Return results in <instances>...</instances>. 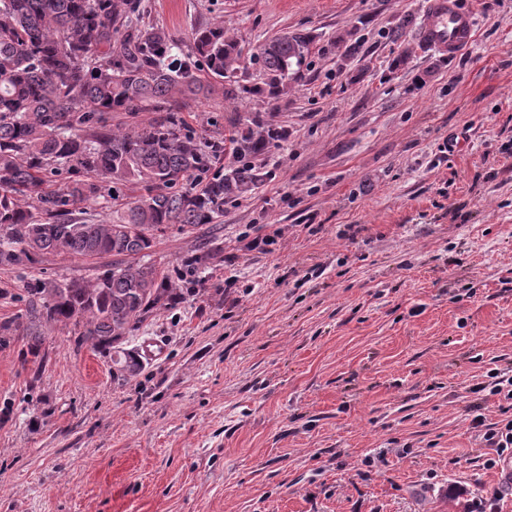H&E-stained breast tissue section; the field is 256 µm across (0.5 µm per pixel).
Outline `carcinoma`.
<instances>
[{
    "label": "carcinoma",
    "mask_w": 512,
    "mask_h": 512,
    "mask_svg": "<svg viewBox=\"0 0 512 512\" xmlns=\"http://www.w3.org/2000/svg\"><path fill=\"white\" fill-rule=\"evenodd\" d=\"M314 36H276L245 56L224 27L194 31L186 49L164 26L147 24L141 0H0V267L28 269L43 256L112 258L92 280L35 278L26 314L81 328L80 340L112 358L113 377L137 376L140 354L123 347L154 312L196 292L221 248L218 238L182 262L192 287L146 260L171 225L199 231L224 203L267 177L263 159L281 136L276 113L229 121L226 140L189 129L169 99L223 92L270 105L301 76ZM149 110L148 125L112 127L111 112ZM232 146L224 161V142ZM91 222L87 202H119ZM24 355L45 361L44 337L26 328Z\"/></svg>",
    "instance_id": "carcinoma-1"
}]
</instances>
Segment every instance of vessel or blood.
Instances as JSON below:
<instances>
[{
	"label": "vessel or blood",
	"instance_id": "b4317fda",
	"mask_svg": "<svg viewBox=\"0 0 512 512\" xmlns=\"http://www.w3.org/2000/svg\"><path fill=\"white\" fill-rule=\"evenodd\" d=\"M423 36L442 55L467 48L474 37V20L460 0H425Z\"/></svg>",
	"mask_w": 512,
	"mask_h": 512
}]
</instances>
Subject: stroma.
<instances>
[{
    "label": "stroma",
    "mask_w": 512,
    "mask_h": 512,
    "mask_svg": "<svg viewBox=\"0 0 512 512\" xmlns=\"http://www.w3.org/2000/svg\"><path fill=\"white\" fill-rule=\"evenodd\" d=\"M423 2L142 0L185 43L217 23L248 53L312 33L310 64L278 105L267 179L224 205L207 292L128 337L138 376L114 379L70 325L40 326L39 368L22 337L0 346V512H512L472 425L501 418L473 385L512 379V0H464L475 38L450 60L420 44ZM178 107L206 137L269 109ZM199 245L173 225L150 260L171 272ZM109 264L1 268L0 321L24 314L27 281Z\"/></svg>",
    "instance_id": "obj_1"
}]
</instances>
